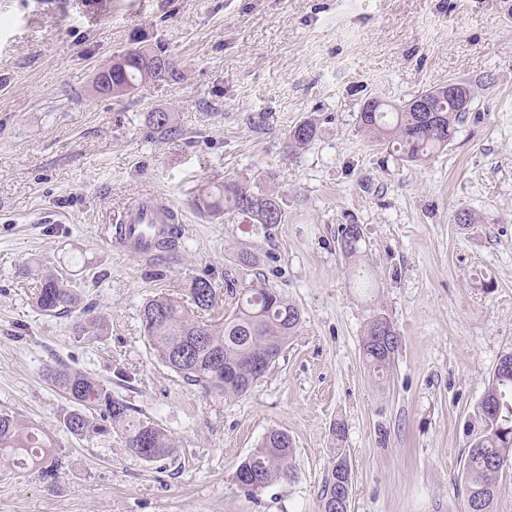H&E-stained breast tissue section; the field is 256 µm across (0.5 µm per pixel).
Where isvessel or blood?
<instances>
[{"instance_id": "vessel-or-blood-1", "label": "vessel or blood", "mask_w": 512, "mask_h": 512, "mask_svg": "<svg viewBox=\"0 0 512 512\" xmlns=\"http://www.w3.org/2000/svg\"><path fill=\"white\" fill-rule=\"evenodd\" d=\"M173 204L155 197L134 200L112 228V241L142 258L163 256L182 228Z\"/></svg>"}]
</instances>
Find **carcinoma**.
Masks as SVG:
<instances>
[{"instance_id": "1", "label": "carcinoma", "mask_w": 512, "mask_h": 512, "mask_svg": "<svg viewBox=\"0 0 512 512\" xmlns=\"http://www.w3.org/2000/svg\"><path fill=\"white\" fill-rule=\"evenodd\" d=\"M168 60L170 56L149 44L118 53L112 63L109 94L125 96L142 83L178 79V71L162 76ZM435 91L433 87L418 93L432 100L434 112H409L405 103L389 105L376 99V111L360 113V125L378 142L396 145V151L406 159L421 161L447 148L456 124L465 114L455 100L437 98ZM148 121L161 135L177 133L167 112H151ZM315 135V124L305 120L293 127L289 140L293 147L302 149ZM194 205L208 214L237 213L266 226L279 224L283 219L277 196L255 192L247 183L234 179L224 181L215 192L202 190ZM339 236L343 255L351 260L360 257L362 231L343 224ZM185 291L183 300L158 296L144 305V336L154 356L165 366L189 382L207 383L226 396L246 393L260 379L256 364L275 363L288 338L302 324L299 308L264 283L240 293L236 308L219 326L203 321L204 315L217 306L211 283L195 278ZM78 302L77 289L70 281L51 272L41 277L34 297L41 313L69 311ZM382 336L397 337L399 333L388 317L375 314L367 322L360 352L368 371L379 380L394 362V356L382 351ZM45 378L69 401L60 423L70 435L80 438L114 432L130 456L146 462L173 454L169 436L154 422L135 416V408L112 394L108 383L63 364L47 366ZM484 399L485 406L479 415L482 430L470 441L464 465L468 512H494L500 492L499 475L503 464L512 459V370L495 368ZM331 436L336 445L335 464L325 476L319 512H331L337 496L343 494L348 501L352 493V471L342 448L345 425L334 423ZM55 448L49 433L15 413H0V460L35 469H53L58 467ZM293 454V442L287 433L270 432L242 462L253 476L252 482L242 489L253 494L292 476Z\"/></svg>"}]
</instances>
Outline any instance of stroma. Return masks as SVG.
Masks as SVG:
<instances>
[{
  "label": "stroma",
  "mask_w": 512,
  "mask_h": 512,
  "mask_svg": "<svg viewBox=\"0 0 512 512\" xmlns=\"http://www.w3.org/2000/svg\"><path fill=\"white\" fill-rule=\"evenodd\" d=\"M144 44L181 79L99 95L95 71ZM452 81L474 100L443 152L410 162L361 131L367 99ZM156 111L177 134L151 129ZM306 119L317 134L292 150ZM227 178L279 195L282 222L198 211ZM153 191L182 213L177 248L145 261L107 246L114 214ZM342 224L362 228L358 261ZM51 270L76 284L74 312L34 309ZM197 277L216 321L259 282L301 311L244 395L185 381L144 337V303ZM376 311L401 336L380 381L360 353ZM87 314L104 317L98 335L78 334ZM508 352L512 0H0V410L47 431L59 458L52 475L0 463V512H318L337 421L349 512H466L467 446ZM58 362L111 383L174 455L63 431L68 402L43 377ZM273 430L293 441V476L244 493L236 470Z\"/></svg>",
  "instance_id": "stroma-1"
}]
</instances>
